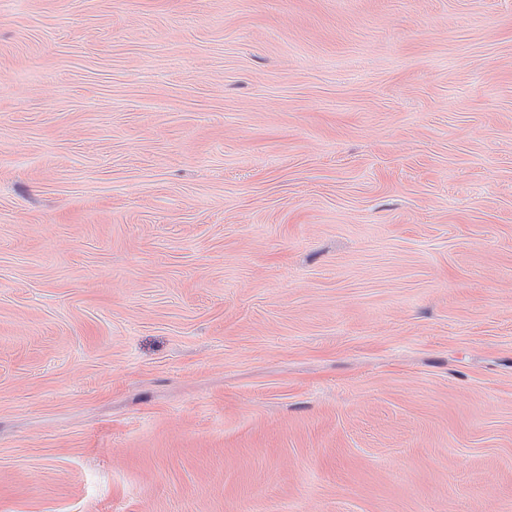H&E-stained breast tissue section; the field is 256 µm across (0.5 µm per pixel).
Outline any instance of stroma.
<instances>
[{
  "label": "stroma",
  "instance_id": "obj_1",
  "mask_svg": "<svg viewBox=\"0 0 512 512\" xmlns=\"http://www.w3.org/2000/svg\"><path fill=\"white\" fill-rule=\"evenodd\" d=\"M0 512H512V0H0Z\"/></svg>",
  "mask_w": 512,
  "mask_h": 512
}]
</instances>
